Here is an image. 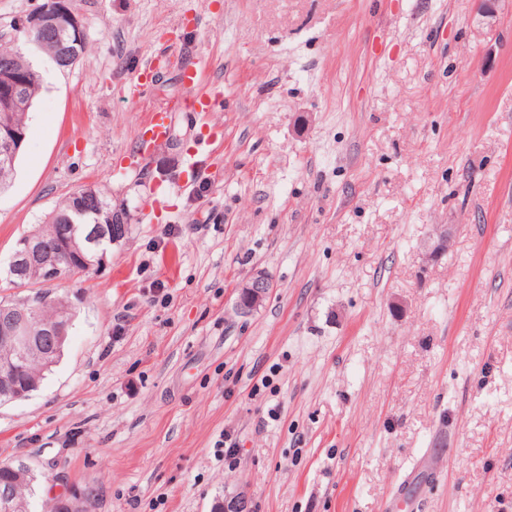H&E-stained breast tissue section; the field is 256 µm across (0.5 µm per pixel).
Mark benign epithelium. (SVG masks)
I'll return each instance as SVG.
<instances>
[{
    "label": "benign epithelium",
    "instance_id": "benign-epithelium-1",
    "mask_svg": "<svg viewBox=\"0 0 512 512\" xmlns=\"http://www.w3.org/2000/svg\"><path fill=\"white\" fill-rule=\"evenodd\" d=\"M496 0H480L479 23L491 26L496 22ZM60 25L71 29L77 40H85V29L81 18L71 9L68 0H47L36 11L30 13L19 24L30 35L40 33L48 26ZM22 80L16 73L0 77V165H12L19 146L25 139L23 127L5 120L13 112L20 111L19 88ZM125 213L107 206L106 221L95 225L89 238L71 235L57 253L47 254L42 247V235L37 231L23 236L0 275L16 284L26 280L31 267L42 271L45 285L68 281V262L94 248L99 257H104L112 245L122 240L128 229L124 224ZM272 288L269 275L263 271L254 273L241 287L235 305L237 313L248 315L261 306ZM48 298L34 294L11 299L8 305H0V399L9 401L22 399L38 388L39 376L33 374L31 364L35 361L50 367L57 362L66 339V324L62 315L71 309V304L61 298H53L58 307L59 318L48 325L40 318L42 304ZM11 477L0 482V512H30L29 503L19 493V486L32 469L23 460L10 465ZM85 496L74 493L67 498H56L51 507L58 512H84Z\"/></svg>",
    "mask_w": 512,
    "mask_h": 512
}]
</instances>
